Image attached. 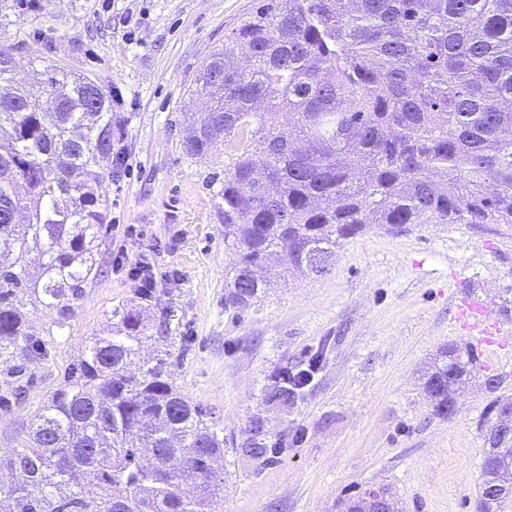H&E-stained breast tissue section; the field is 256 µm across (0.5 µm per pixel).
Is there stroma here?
Wrapping results in <instances>:
<instances>
[{
  "label": "stroma",
  "instance_id": "35a3bbf8",
  "mask_svg": "<svg viewBox=\"0 0 512 512\" xmlns=\"http://www.w3.org/2000/svg\"><path fill=\"white\" fill-rule=\"evenodd\" d=\"M258 0H36L8 16L0 42L40 41L43 66L97 79L119 100L118 147L127 166L104 183L111 208L99 232L104 273L89 281L66 326L25 304L44 354L13 359L27 382L22 402L0 409V456L18 445L72 361L141 311L142 356L165 359L182 394L210 409L232 448L213 512H341L369 487L400 512H476L489 406L512 397V228L368 226L344 241L325 272L282 276L249 307L224 305V217L215 186L224 151L190 157L184 116L201 66ZM151 265L143 294L130 271ZM483 303L499 344L478 346L458 316ZM471 351L478 371L456 394L452 418L434 415L424 374L444 348ZM319 366L285 409L265 400L281 367ZM265 424L272 451L236 447Z\"/></svg>",
  "mask_w": 512,
  "mask_h": 512
}]
</instances>
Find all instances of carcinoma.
I'll return each mask as SVG.
<instances>
[{"label": "carcinoma", "instance_id": "cac0c4a2", "mask_svg": "<svg viewBox=\"0 0 512 512\" xmlns=\"http://www.w3.org/2000/svg\"><path fill=\"white\" fill-rule=\"evenodd\" d=\"M29 66L49 94L0 91V371L19 347H41L19 295L64 326L96 255L109 198L105 165L119 127L114 97L85 76ZM194 91L210 115L183 149L224 146V250L234 254L224 305L243 308L270 286L282 256L303 276L369 224H512V0H260L202 65ZM288 113L293 140L280 139ZM268 180L280 193H261ZM36 252L34 274L27 257ZM144 326L134 309L99 336L44 403L23 447L0 461V512H210L224 493V429L184 396L164 362L136 375ZM475 356L442 351L425 390L448 414V376ZM299 394L288 369L267 399ZM93 477L98 492L85 494Z\"/></svg>", "mask_w": 512, "mask_h": 512}]
</instances>
